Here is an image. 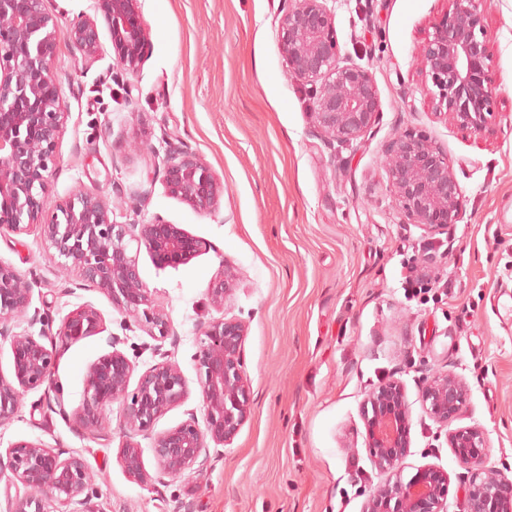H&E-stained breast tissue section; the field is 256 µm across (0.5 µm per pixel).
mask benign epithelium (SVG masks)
<instances>
[{
    "label": "benign epithelium",
    "mask_w": 512,
    "mask_h": 512,
    "mask_svg": "<svg viewBox=\"0 0 512 512\" xmlns=\"http://www.w3.org/2000/svg\"><path fill=\"white\" fill-rule=\"evenodd\" d=\"M328 0H284L279 42L292 78L310 86V115L317 132L332 141L351 144L364 137L379 113L378 88L367 68L341 57L334 16ZM112 52L120 68L137 71L149 45V32L138 0H99ZM55 22L44 0H0V233L24 234L40 229L59 266L78 270L83 280L105 294L113 307L169 336L167 318L156 308L150 289L138 272L131 242L145 247L160 267L189 263L211 245L183 228L155 217L148 224H116L109 201L80 192L57 214L42 220L49 196L46 173L55 162V148L65 112L51 71L56 47ZM72 48L91 56L100 46L96 19L84 17L70 30ZM491 33L483 0H447L441 18L427 32L417 57L422 86L432 114L462 131L481 135L490 130L498 95L491 70ZM383 170L390 193L408 223L445 233L459 220L461 190L444 151L416 132L395 137L384 152ZM167 193L200 214L219 209L224 184L188 147L169 150L163 175ZM235 275L226 271L207 289L212 305L224 308L235 289ZM32 285L12 264L0 260V340L9 341L12 374L0 376V423L19 412L21 395L44 390L53 396L62 418L85 433L101 428L113 403L122 406L120 460L134 481L150 480L142 463L138 436L153 440L158 473L176 478L201 464L208 442L228 445L250 415L243 347L246 324L216 318L202 324L196 352L203 420L196 412L179 425L154 432L156 421L188 396V384L168 353L155 348L160 360L146 369L134 389L135 370L117 349L92 362L84 379L83 400L69 412L63 386L55 377L58 352L54 340L77 342L103 331L100 312L83 304L69 312L57 332L53 320L31 309ZM41 324L39 334L15 333L14 318ZM467 401L463 381L454 374L427 381L422 403L437 422L457 417ZM364 410L366 443L376 465L391 473L388 482L368 499L366 512H447L448 473L422 468L408 481L399 472L409 445L410 411L402 385L391 381L378 388ZM484 431L477 426L448 433V445L469 474L465 512H512V478L485 472ZM25 489L12 512H49L47 500L70 507L68 512H102L92 502L96 492L85 459L41 441H19L0 454V476Z\"/></svg>",
    "instance_id": "7a95c632"
}]
</instances>
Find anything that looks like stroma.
<instances>
[{"label": "stroma", "instance_id": "obj_1", "mask_svg": "<svg viewBox=\"0 0 512 512\" xmlns=\"http://www.w3.org/2000/svg\"><path fill=\"white\" fill-rule=\"evenodd\" d=\"M45 6L57 21L52 70L67 114L48 209L83 191L119 194L115 223L159 216L211 245L176 268L138 254L140 277L169 321L163 347L189 390L156 431L200 410L197 336L220 314L248 326L251 414L207 469L148 485L120 461L116 404L88 434L40 392L25 393L17 416L0 424V450L39 440L82 455L102 512H364L387 475L369 454L362 412L396 379L411 419L403 478L444 469L448 512H463L468 473L448 433L466 426L486 434L485 467L512 475V0L484 3L498 103L481 138L436 118L422 92L416 56L445 0H332L341 55L370 69L380 99L371 130L350 145L312 131L306 90L280 49L282 0H139L151 46L133 73L117 68L108 33L94 57L70 47L73 22L98 17L97 0ZM406 130L427 134L453 167L462 208L447 233L405 223L389 192L383 152ZM171 144L187 145L223 182L215 213L167 194ZM0 260L34 280L32 304L54 322L83 304L103 318L104 333L58 347L67 409L81 404L107 335L121 338L137 371L154 364L147 327L127 323L77 272H59L38 229L1 234ZM412 265L431 278L415 297L402 286ZM227 267L237 286L219 311L207 289ZM448 372L468 398L441 424L425 413L421 391Z\"/></svg>", "mask_w": 512, "mask_h": 512}]
</instances>
